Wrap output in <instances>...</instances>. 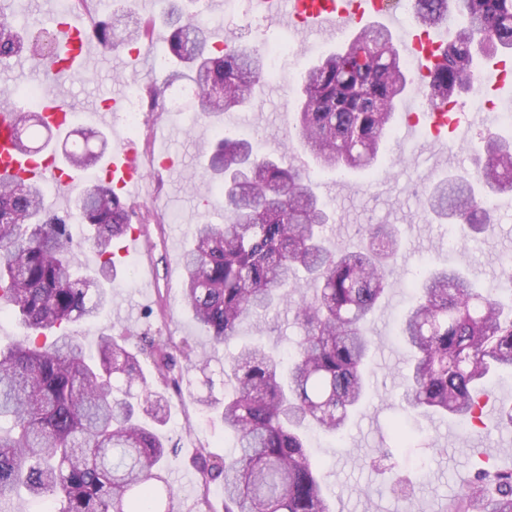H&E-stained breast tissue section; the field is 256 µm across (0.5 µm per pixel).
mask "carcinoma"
Returning <instances> with one entry per match:
<instances>
[{
    "instance_id": "obj_1",
    "label": "carcinoma",
    "mask_w": 512,
    "mask_h": 512,
    "mask_svg": "<svg viewBox=\"0 0 512 512\" xmlns=\"http://www.w3.org/2000/svg\"><path fill=\"white\" fill-rule=\"evenodd\" d=\"M163 10L169 54L183 69L145 84L142 111H154L174 82L191 84L200 116L219 129L206 170L224 196V223L195 225L182 257L184 301L219 347L242 324L295 298L299 340L286 359L258 343L222 360L193 359L186 340L179 346L161 332L114 336L109 327L88 358L76 327L111 303L105 281L114 271L112 245L131 230L134 211L103 183L79 192L87 239L101 259L96 273H82L68 224L51 211L43 189L0 182V309L16 313L25 329L0 347V503L24 490L53 512H179L160 428L168 390L189 389L201 377L205 392L194 399L234 436L236 451L216 458L199 448L189 457L199 475L198 512H215L209 490L217 480L224 512H331L305 434L340 437L367 397L373 341L364 324L383 299L397 231L373 225L362 247L330 249L332 212L288 148L258 156L223 125L224 113L251 104L266 53L248 43L213 45L200 13L187 11L184 0H165ZM454 13L443 63L424 80L437 103L470 91L486 63L512 53V0H415L422 28ZM155 29L154 19L139 18L119 34L101 20L93 34L109 50L118 41L136 46ZM25 54L63 65L53 51H39L35 34L20 32L0 4V60ZM413 83L386 30L355 36L301 72L299 144L323 170H373ZM16 112L13 145L36 158L50 140L39 147L27 141L52 128L39 112ZM64 156L88 169L103 152L86 138ZM473 161L474 172L438 181L427 198L431 214L467 237L490 231L488 200L512 193V139L488 134ZM501 284L481 288L455 266L416 282L417 297L398 327L409 354L406 413L467 422L497 373L512 372V269L502 271ZM176 351L186 365H178ZM143 359L154 365L153 382ZM448 512H512V470L478 471Z\"/></svg>"
}]
</instances>
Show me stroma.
Here are the masks:
<instances>
[{
  "label": "stroma",
  "mask_w": 512,
  "mask_h": 512,
  "mask_svg": "<svg viewBox=\"0 0 512 512\" xmlns=\"http://www.w3.org/2000/svg\"><path fill=\"white\" fill-rule=\"evenodd\" d=\"M190 9L200 12L210 28L212 43L219 46L242 40L265 48L289 39L293 52L280 59L275 78H259L252 107L225 116L224 124L250 141L256 153L291 147L294 164L311 176L315 191L331 206L330 247L358 248L366 227L374 224H394L401 232L402 247L388 277L386 294L366 326L376 344L368 398L342 442L318 434L310 439L334 512H446L478 468L512 469V430L498 424L501 407L512 406V374L493 382L487 404L490 415L484 424L463 427L449 417L419 416L409 423L413 440L407 447H395L389 422L398 409L407 371V353L396 339V323L414 283L427 269L451 263L464 268L478 283L490 286L502 269L512 267V197H499L493 233L462 240L453 248L448 240L454 225L432 219L423 206L429 185L448 173L471 167L475 147L495 131V124L474 123L470 138L461 140L453 133L439 138L423 135L418 127L399 121L377 170H317L295 136L296 80L317 54L335 50L339 38L326 31H302L285 16L277 20L250 12L229 16L224 0H195ZM168 54V45L159 34L141 45L138 59H130L126 47L120 46L103 52L94 70L75 72L56 85L43 81L41 68L34 66L21 74L6 63H0V82L12 83L15 96L29 85L42 86L48 96L65 91L81 118L72 122L69 135H54L50 149L58 153L81 143V130L100 127L90 107L158 77L154 60ZM193 108L194 99L187 94L180 111L163 108L158 112L148 147L165 150L173 166L167 172H146V190L135 202L138 210L162 214L163 219L150 223L138 249L117 261L111 305L98 323L79 329L88 350H95L105 327L116 334L161 332L174 342H189L196 351L210 349L206 332L183 305L180 256L192 244L193 225L223 223L224 199L204 173L216 127L197 118ZM45 195L54 211L69 215L73 246L83 266L97 268L99 258L86 239L75 193L63 196L58 188L49 187ZM294 311V306H282L263 316L259 326L243 325L239 342H260L290 352L299 336ZM163 432L177 448L165 465L182 500V512H196L197 473L188 463L189 456L200 447L211 456H223L232 448L233 439L225 434L221 421L202 412L187 392L172 396Z\"/></svg>",
  "instance_id": "obj_1"
}]
</instances>
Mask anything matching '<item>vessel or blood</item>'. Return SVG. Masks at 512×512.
Returning <instances> with one entry per match:
<instances>
[{"mask_svg": "<svg viewBox=\"0 0 512 512\" xmlns=\"http://www.w3.org/2000/svg\"><path fill=\"white\" fill-rule=\"evenodd\" d=\"M252 9L268 19L288 14L303 29L319 31L327 26H336L342 32L361 31L374 27L378 22H386L395 31V46L399 52L414 58L418 76H425L434 53L441 41L430 31L409 29L400 25L390 16L385 0H251ZM85 19L82 15H69L55 27L54 43L64 50L69 69L86 68L92 59V51L83 37ZM12 101L0 103V177L33 180L39 183H55L67 188L77 187L79 174L66 171L59 166L54 156L35 160L16 153L12 146L11 133L15 114ZM41 113L46 125L58 131L66 130L70 123V105L65 96L56 94L43 99ZM425 120L433 134H441L449 129L465 132L469 121L452 115L449 109L427 105L422 114H410L409 122ZM106 175L126 194L138 193L139 180L136 159L132 152L119 149L113 152L105 165Z\"/></svg>", "mask_w": 512, "mask_h": 512, "instance_id": "obj_1", "label": "vessel or blood"}]
</instances>
